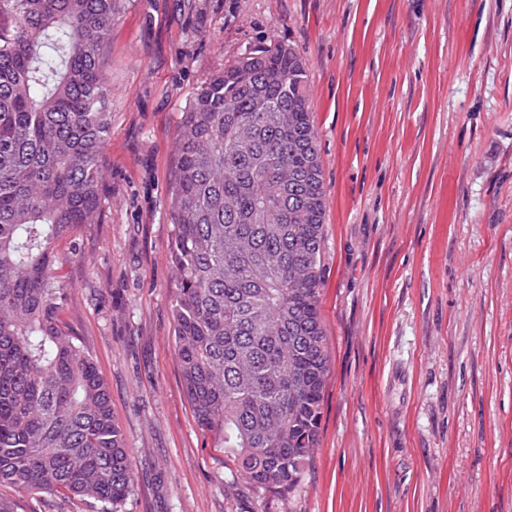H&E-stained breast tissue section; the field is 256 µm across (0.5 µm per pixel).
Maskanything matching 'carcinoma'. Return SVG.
Masks as SVG:
<instances>
[{
    "label": "carcinoma",
    "mask_w": 512,
    "mask_h": 512,
    "mask_svg": "<svg viewBox=\"0 0 512 512\" xmlns=\"http://www.w3.org/2000/svg\"><path fill=\"white\" fill-rule=\"evenodd\" d=\"M123 0H0V485L118 505L136 487L109 387L62 326L59 241L99 223L102 49ZM323 169L301 52H249L182 112L171 184L185 396L237 473L291 491L318 447Z\"/></svg>",
    "instance_id": "cac0c4a2"
}]
</instances>
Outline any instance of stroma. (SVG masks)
<instances>
[{
  "label": "stroma",
  "instance_id": "obj_1",
  "mask_svg": "<svg viewBox=\"0 0 512 512\" xmlns=\"http://www.w3.org/2000/svg\"><path fill=\"white\" fill-rule=\"evenodd\" d=\"M272 42L306 60L327 198L330 373L319 446L284 494L233 475L195 422L169 259L181 112ZM103 57L101 215L58 246L60 319L126 437L122 512H512V0H124Z\"/></svg>",
  "mask_w": 512,
  "mask_h": 512
}]
</instances>
